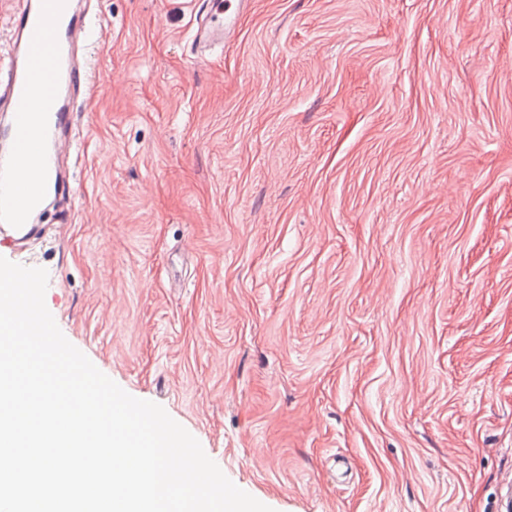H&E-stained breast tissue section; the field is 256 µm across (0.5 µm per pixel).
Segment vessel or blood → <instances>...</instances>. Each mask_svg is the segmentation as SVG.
<instances>
[{"label": "vessel or blood", "mask_w": 512, "mask_h": 512, "mask_svg": "<svg viewBox=\"0 0 512 512\" xmlns=\"http://www.w3.org/2000/svg\"><path fill=\"white\" fill-rule=\"evenodd\" d=\"M250 0H206L193 29L197 57L223 45ZM88 10L71 0H22L13 24L6 74L0 76V249L29 235L28 226L46 195L66 191L60 173V137L75 105L71 92L89 89L94 64L75 59L88 43ZM37 169L36 177L19 168Z\"/></svg>", "instance_id": "1"}]
</instances>
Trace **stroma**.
<instances>
[{"instance_id": "obj_1", "label": "stroma", "mask_w": 512, "mask_h": 512, "mask_svg": "<svg viewBox=\"0 0 512 512\" xmlns=\"http://www.w3.org/2000/svg\"><path fill=\"white\" fill-rule=\"evenodd\" d=\"M97 0L27 246L64 336L273 512H501L512 0ZM250 0H207L193 29L192 45L197 58L203 59L206 52L215 46H223L234 31L237 20L249 5Z\"/></svg>"}]
</instances>
